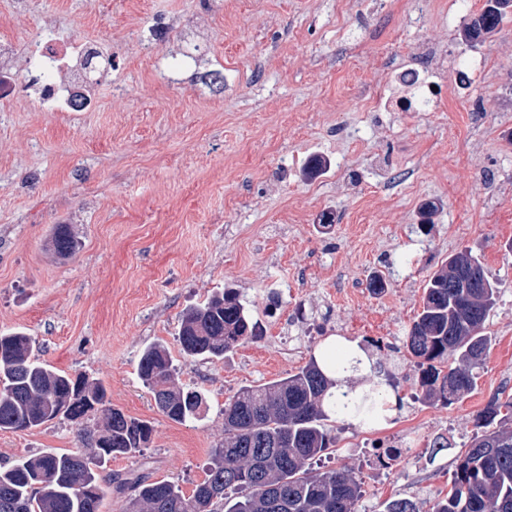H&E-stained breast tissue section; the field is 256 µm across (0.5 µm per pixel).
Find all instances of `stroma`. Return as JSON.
Wrapping results in <instances>:
<instances>
[{
	"label": "stroma",
	"instance_id": "1",
	"mask_svg": "<svg viewBox=\"0 0 512 512\" xmlns=\"http://www.w3.org/2000/svg\"><path fill=\"white\" fill-rule=\"evenodd\" d=\"M483 4L0 0L16 70L24 40L49 27L112 60L92 111L0 103V333L24 330L40 361L101 379L115 407L152 424L148 448L103 475L192 493L224 438L225 401L342 336L378 359L404 411L384 427L330 420L325 468L359 475V512L401 497L429 512L447 492L478 411L512 394V17L486 43L462 40ZM403 67L435 82L428 109H381ZM57 224L77 237L74 258L50 250ZM464 249L500 285L491 348L463 400L425 404L402 339L430 276ZM225 288L262 334L219 360L179 361L180 385L202 389L209 411L172 422L138 377L140 354L157 340L178 351L181 312ZM408 435L413 456L371 464V448ZM439 436L453 447L435 455ZM80 446L63 417L0 430V461Z\"/></svg>",
	"mask_w": 512,
	"mask_h": 512
}]
</instances>
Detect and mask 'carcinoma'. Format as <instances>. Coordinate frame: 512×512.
Wrapping results in <instances>:
<instances>
[{"mask_svg":"<svg viewBox=\"0 0 512 512\" xmlns=\"http://www.w3.org/2000/svg\"><path fill=\"white\" fill-rule=\"evenodd\" d=\"M511 14L512 0H496L461 35L484 43ZM50 244L63 259L79 250L67 224L55 225ZM460 264L486 283L470 298L449 287L450 272ZM498 297V282L468 250L449 257L429 278L403 342L422 402L448 406L473 390L491 347L483 329ZM258 335L248 307L227 289L183 311L178 341L184 359L213 360ZM450 357L457 366L445 371ZM137 371L168 419L184 423L206 411L200 391L176 382L177 365L165 344L146 346ZM332 386L312 359L284 378L240 389L224 403V442L192 494L167 480L118 479L115 491L126 496V512H358L363 490L356 473L316 472L313 463L335 444L326 421L333 415L343 421L350 411L374 412L377 387L336 400ZM60 416L78 427L83 447L1 462L0 512H100L99 470L112 458L141 453L153 432L150 423L113 407L101 380L37 361L23 331L0 334V430L37 429ZM476 420L480 432L455 456L451 487L432 512H512V399L493 397ZM385 512L420 508L400 498L386 502Z\"/></svg>","mask_w":512,"mask_h":512,"instance_id":"cac0c4a2","label":"carcinoma"}]
</instances>
